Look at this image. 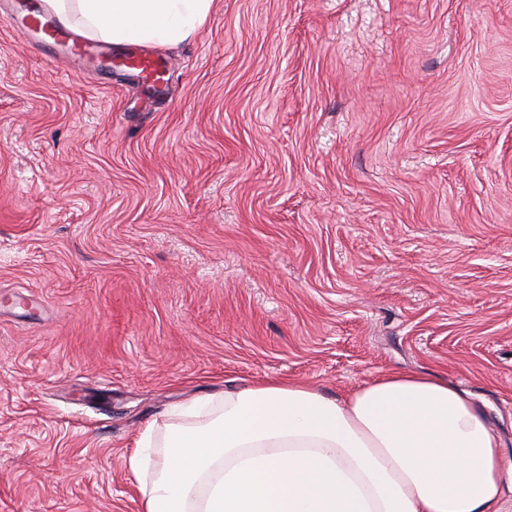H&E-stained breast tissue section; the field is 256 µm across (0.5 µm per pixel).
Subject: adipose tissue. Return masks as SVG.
<instances>
[{"label": "adipose tissue", "mask_w": 512, "mask_h": 512, "mask_svg": "<svg viewBox=\"0 0 512 512\" xmlns=\"http://www.w3.org/2000/svg\"><path fill=\"white\" fill-rule=\"evenodd\" d=\"M213 0H43L115 45L169 46ZM143 512H502L499 441L470 394L391 374L336 397L291 379L174 406L127 459Z\"/></svg>", "instance_id": "adipose-tissue-1"}]
</instances>
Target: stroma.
Masks as SVG:
<instances>
[{
    "instance_id": "35a3bbf8",
    "label": "stroma",
    "mask_w": 512,
    "mask_h": 512,
    "mask_svg": "<svg viewBox=\"0 0 512 512\" xmlns=\"http://www.w3.org/2000/svg\"><path fill=\"white\" fill-rule=\"evenodd\" d=\"M166 85L0 18V512L246 381L468 391L512 503V0H214Z\"/></svg>"
}]
</instances>
